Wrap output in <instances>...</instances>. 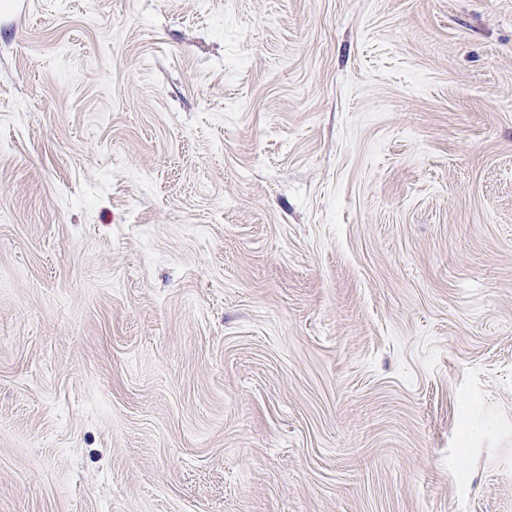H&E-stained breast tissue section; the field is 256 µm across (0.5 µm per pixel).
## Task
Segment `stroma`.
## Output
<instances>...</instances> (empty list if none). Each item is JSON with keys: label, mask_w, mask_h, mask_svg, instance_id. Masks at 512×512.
I'll use <instances>...</instances> for the list:
<instances>
[{"label": "stroma", "mask_w": 512, "mask_h": 512, "mask_svg": "<svg viewBox=\"0 0 512 512\" xmlns=\"http://www.w3.org/2000/svg\"><path fill=\"white\" fill-rule=\"evenodd\" d=\"M0 512H512V0H0Z\"/></svg>", "instance_id": "stroma-1"}]
</instances>
